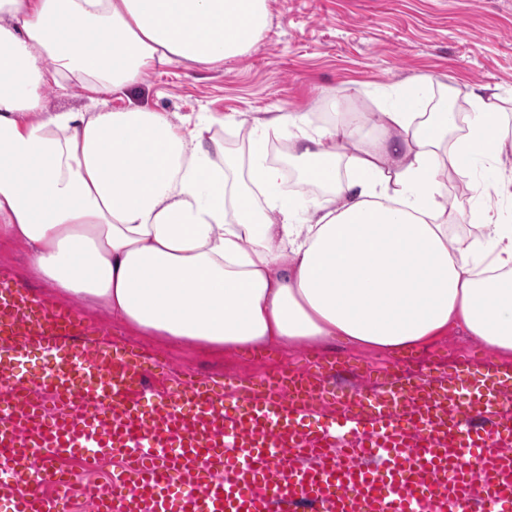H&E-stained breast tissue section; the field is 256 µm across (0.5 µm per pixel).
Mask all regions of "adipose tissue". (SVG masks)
I'll return each instance as SVG.
<instances>
[{"mask_svg": "<svg viewBox=\"0 0 512 512\" xmlns=\"http://www.w3.org/2000/svg\"><path fill=\"white\" fill-rule=\"evenodd\" d=\"M268 0H0V240L31 273L138 331L210 350L334 341L394 355L463 329L512 355V147L504 98L463 117L416 83L364 123L270 112L230 153L200 112L101 106L158 68L223 63L268 28ZM77 82L89 111L49 112ZM301 184L283 192L274 139ZM470 176L476 233L448 234L446 171Z\"/></svg>", "mask_w": 512, "mask_h": 512, "instance_id": "1", "label": "adipose tissue"}]
</instances>
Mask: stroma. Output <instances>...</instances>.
Returning a JSON list of instances; mask_svg holds the SVG:
<instances>
[{"label": "stroma", "instance_id": "1", "mask_svg": "<svg viewBox=\"0 0 512 512\" xmlns=\"http://www.w3.org/2000/svg\"><path fill=\"white\" fill-rule=\"evenodd\" d=\"M270 24L249 53L204 68L181 62L149 73L126 94L107 96L109 108L140 105L188 119L219 112L252 120L267 112H307L315 123L342 112H376L402 87L428 78L433 92L451 96L467 111L473 90L512 94V0H269ZM87 324L110 332L112 342L140 352L146 366L170 380L186 374L203 380L260 377L297 369L304 359L324 364L336 395L369 391L366 370L391 377L433 373L447 377L475 358L512 374V358L453 333L392 357L370 350L212 352L140 334L104 314L84 311ZM58 466L81 473L85 487L70 512H94L98 482L115 468L112 457L84 470L80 454Z\"/></svg>", "mask_w": 512, "mask_h": 512}]
</instances>
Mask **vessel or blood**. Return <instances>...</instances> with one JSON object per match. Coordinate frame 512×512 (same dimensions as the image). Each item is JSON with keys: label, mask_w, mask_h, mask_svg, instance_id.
Instances as JSON below:
<instances>
[{"label": "vessel or blood", "mask_w": 512, "mask_h": 512, "mask_svg": "<svg viewBox=\"0 0 512 512\" xmlns=\"http://www.w3.org/2000/svg\"><path fill=\"white\" fill-rule=\"evenodd\" d=\"M34 347L52 357L41 375L0 377L5 512H69L80 478L44 458L75 451L122 460L97 512H512V392L470 371L348 394L338 436L306 427L328 396L312 361L142 401L140 354L0 271V359Z\"/></svg>", "instance_id": "vessel-or-blood-1"}]
</instances>
